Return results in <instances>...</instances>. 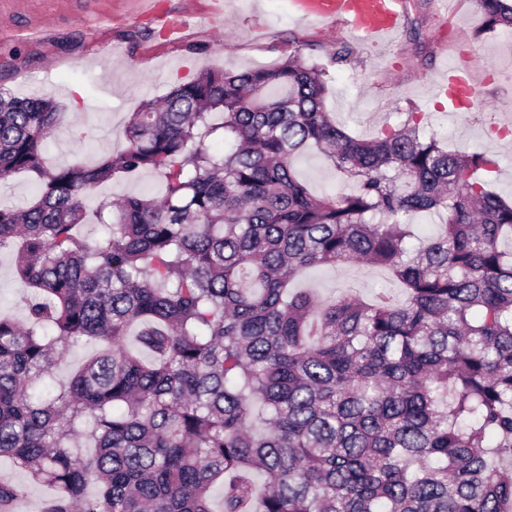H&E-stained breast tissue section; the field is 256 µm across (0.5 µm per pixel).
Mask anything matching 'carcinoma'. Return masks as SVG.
Segmentation results:
<instances>
[{
  "label": "carcinoma",
  "mask_w": 512,
  "mask_h": 512,
  "mask_svg": "<svg viewBox=\"0 0 512 512\" xmlns=\"http://www.w3.org/2000/svg\"><path fill=\"white\" fill-rule=\"evenodd\" d=\"M478 4L512 30L509 0ZM329 80L299 47L207 68L131 113L121 151L54 168L57 103L0 90V180L40 187L0 203L28 292L26 325L0 315V457L53 489L41 512H214L217 486L221 512H512V201L422 112L350 136ZM313 147L350 192L298 177ZM142 173L161 198L96 194ZM363 262L389 276L369 301L291 287ZM23 496L0 481V509ZM38 195V183L28 174H18L6 183H0V199L26 206ZM90 353V346L83 345L66 350L64 355L58 360L57 375L62 377L68 376L89 357Z\"/></svg>",
  "instance_id": "cac0c4a2"
}]
</instances>
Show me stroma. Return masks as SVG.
<instances>
[{
	"instance_id": "obj_1",
	"label": "stroma",
	"mask_w": 512,
	"mask_h": 512,
	"mask_svg": "<svg viewBox=\"0 0 512 512\" xmlns=\"http://www.w3.org/2000/svg\"><path fill=\"white\" fill-rule=\"evenodd\" d=\"M142 0H0V88L24 97L43 94L65 112L46 147L50 166L94 161L125 144L124 126L142 102L163 97L200 70L271 66L303 43L306 60L324 63L340 48L346 63L331 67L328 112L363 137L398 125L404 113H425L431 131L450 146L490 155L488 178L512 194V137L495 127L512 123V30L486 31L476 0H406L401 27L367 43L342 21H306L290 14L287 0H224L223 15L210 0H158L195 22L177 43L144 17ZM468 70L476 92L449 115L437 85L453 68ZM318 193L349 190L350 181L318 150L295 162ZM384 271L361 265L306 270L295 281L327 299L351 289L369 297ZM26 294L11 254L0 255V312L25 321Z\"/></svg>"
}]
</instances>
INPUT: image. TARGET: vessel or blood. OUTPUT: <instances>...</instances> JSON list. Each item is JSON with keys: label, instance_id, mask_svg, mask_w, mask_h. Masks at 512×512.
<instances>
[{"label": "vessel or blood", "instance_id": "b4317fda", "mask_svg": "<svg viewBox=\"0 0 512 512\" xmlns=\"http://www.w3.org/2000/svg\"><path fill=\"white\" fill-rule=\"evenodd\" d=\"M403 0H288L291 13L305 19L339 20L370 40L397 28Z\"/></svg>", "mask_w": 512, "mask_h": 512}]
</instances>
